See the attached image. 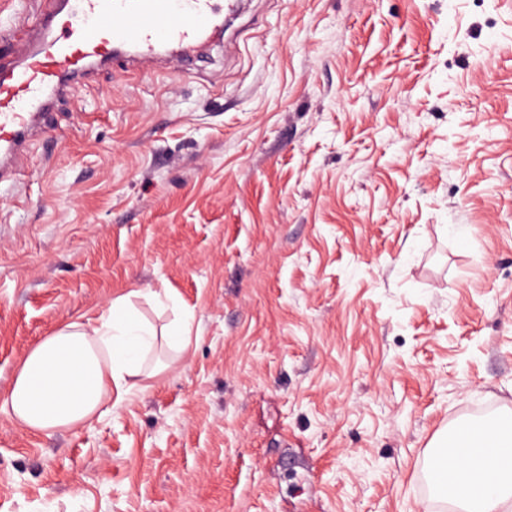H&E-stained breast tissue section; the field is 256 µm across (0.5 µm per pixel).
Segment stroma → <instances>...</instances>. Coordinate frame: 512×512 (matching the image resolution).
<instances>
[{"instance_id":"stroma-1","label":"stroma","mask_w":512,"mask_h":512,"mask_svg":"<svg viewBox=\"0 0 512 512\" xmlns=\"http://www.w3.org/2000/svg\"><path fill=\"white\" fill-rule=\"evenodd\" d=\"M195 57L95 67L0 186V403L116 297L194 318L80 426L0 406V512H459L430 442L512 415V0H239Z\"/></svg>"}]
</instances>
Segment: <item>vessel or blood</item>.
<instances>
[{
  "mask_svg": "<svg viewBox=\"0 0 512 512\" xmlns=\"http://www.w3.org/2000/svg\"><path fill=\"white\" fill-rule=\"evenodd\" d=\"M224 23L217 0H59L36 38L0 62V183L37 119L69 83L120 52L147 62L162 47H195Z\"/></svg>",
  "mask_w": 512,
  "mask_h": 512,
  "instance_id": "b4317fda",
  "label": "vessel or blood"
}]
</instances>
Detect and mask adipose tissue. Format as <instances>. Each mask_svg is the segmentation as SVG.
Here are the masks:
<instances>
[{"mask_svg": "<svg viewBox=\"0 0 512 512\" xmlns=\"http://www.w3.org/2000/svg\"><path fill=\"white\" fill-rule=\"evenodd\" d=\"M191 324L187 315L157 334L128 297H118L94 322L66 324L33 346L5 404L35 433L81 425L100 413L113 388H137L158 345L185 351ZM457 445L451 432L433 441L435 491L461 512H512V421L485 419L469 442L470 452H457Z\"/></svg>", "mask_w": 512, "mask_h": 512, "instance_id": "1", "label": "adipose tissue"}]
</instances>
